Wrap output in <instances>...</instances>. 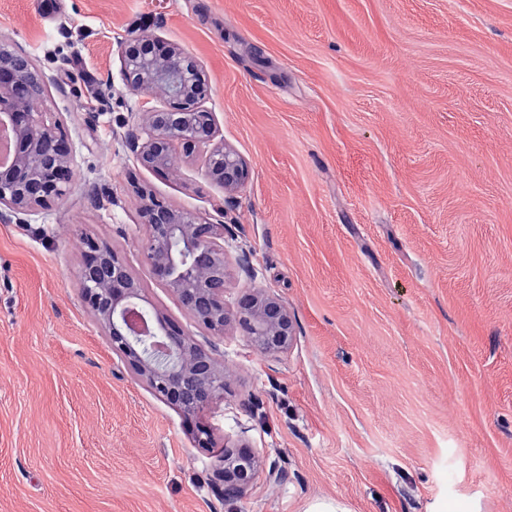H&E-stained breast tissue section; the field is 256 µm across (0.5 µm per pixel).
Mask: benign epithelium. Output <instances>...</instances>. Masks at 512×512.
Masks as SVG:
<instances>
[{
    "label": "benign epithelium",
    "mask_w": 512,
    "mask_h": 512,
    "mask_svg": "<svg viewBox=\"0 0 512 512\" xmlns=\"http://www.w3.org/2000/svg\"><path fill=\"white\" fill-rule=\"evenodd\" d=\"M124 86L138 97V131L129 148L145 168L177 175L175 159L205 155V176L226 194L249 180L246 161L217 140L213 113L202 108L210 88L198 63L153 35L120 44ZM48 92L34 59L22 51L0 50V137L7 136L11 160L0 164V220L47 208L71 189L73 148L58 124L35 111ZM142 223L143 252L153 275L213 336L224 335V225L171 207L146 190ZM82 302L108 336L113 351L134 375L183 417L199 448L213 445L198 413L223 396L224 367L158 309L142 305L140 284L112 248L89 240L77 271ZM248 343L281 352L292 338L288 309L264 288H252L234 306ZM258 456L246 446L224 449L218 473L225 495H242L252 484Z\"/></svg>",
    "instance_id": "obj_1"
}]
</instances>
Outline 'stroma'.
Masks as SVG:
<instances>
[{
  "mask_svg": "<svg viewBox=\"0 0 512 512\" xmlns=\"http://www.w3.org/2000/svg\"><path fill=\"white\" fill-rule=\"evenodd\" d=\"M144 33L206 74L234 195L203 156L172 178L131 153L118 49ZM0 47L49 80L75 169L0 222V512H512V0H0ZM138 185L223 221L224 297L278 296L287 351L209 335L154 279ZM90 238L223 362L213 448L82 303ZM242 442L260 466L227 497ZM258 465V456L246 446L224 448V469L218 473L224 495H242L252 484Z\"/></svg>",
  "mask_w": 512,
  "mask_h": 512,
  "instance_id": "1",
  "label": "stroma"
}]
</instances>
